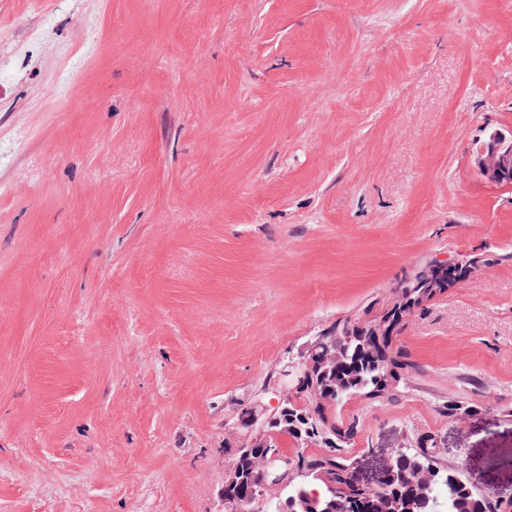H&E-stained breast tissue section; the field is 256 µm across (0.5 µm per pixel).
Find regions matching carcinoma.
<instances>
[{"mask_svg":"<svg viewBox=\"0 0 512 512\" xmlns=\"http://www.w3.org/2000/svg\"><path fill=\"white\" fill-rule=\"evenodd\" d=\"M433 264L425 263L402 278L387 300L373 299L354 314L332 325L335 344L329 340L311 341L308 371L297 391L283 400L273 413V422L265 425L263 435L245 445L230 447L229 469L236 483L226 488L227 495L258 488L261 481L276 476H292L290 483L274 492L272 512H377L385 499L400 503L401 512H512V504L501 502L488 492L470 489L459 468L443 469L433 460L434 441L417 440L418 451L402 452L394 461L393 472L370 485H357L347 480L350 460L345 457L359 434V421L336 419L335 409L351 396H365L378 402L394 398L415 365L393 344L392 336L375 338L378 357L363 350V327L381 321L388 329L399 330L401 314L407 301L418 306L434 300L427 274ZM291 441L296 450L288 452L284 442ZM277 448L285 458L278 471H266V451ZM420 463L434 470L432 495L440 496L446 509L432 506L418 488L411 487L402 475ZM317 484L321 493L311 486Z\"/></svg>","mask_w":512,"mask_h":512,"instance_id":"carcinoma-1","label":"carcinoma"}]
</instances>
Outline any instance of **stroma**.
<instances>
[{
  "label": "stroma",
  "mask_w": 512,
  "mask_h": 512,
  "mask_svg": "<svg viewBox=\"0 0 512 512\" xmlns=\"http://www.w3.org/2000/svg\"><path fill=\"white\" fill-rule=\"evenodd\" d=\"M512 0H0V512H222L236 414L432 259L369 478L428 433L512 492ZM474 406L448 413L449 400ZM480 177L493 185L512 187V130L492 129L473 151Z\"/></svg>",
  "instance_id": "1"
}]
</instances>
